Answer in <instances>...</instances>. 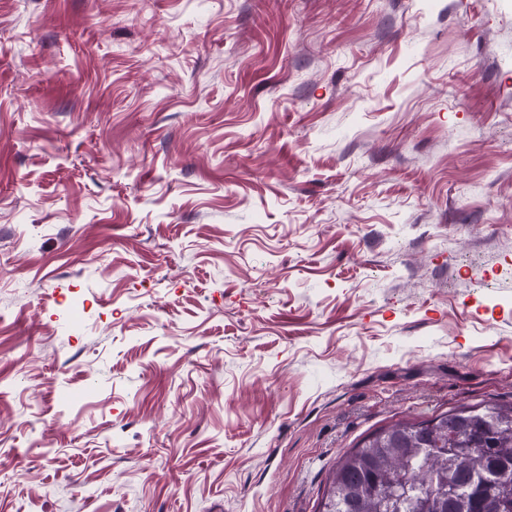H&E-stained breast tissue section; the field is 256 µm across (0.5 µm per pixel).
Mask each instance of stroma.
I'll return each mask as SVG.
<instances>
[{"label":"stroma","mask_w":512,"mask_h":512,"mask_svg":"<svg viewBox=\"0 0 512 512\" xmlns=\"http://www.w3.org/2000/svg\"><path fill=\"white\" fill-rule=\"evenodd\" d=\"M512 403V0H0V512H321Z\"/></svg>","instance_id":"obj_1"}]
</instances>
